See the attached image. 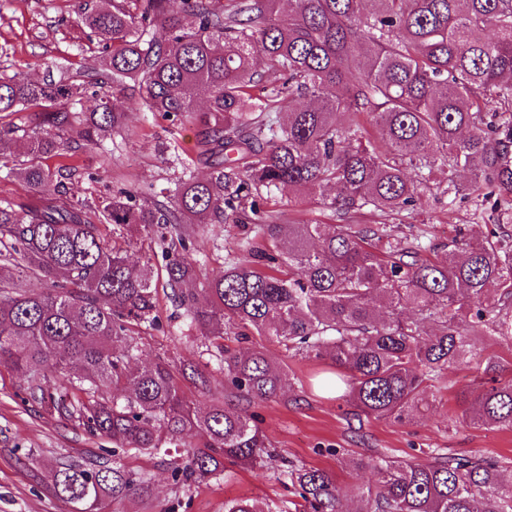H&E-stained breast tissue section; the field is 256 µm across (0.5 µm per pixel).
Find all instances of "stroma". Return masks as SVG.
<instances>
[{
	"mask_svg": "<svg viewBox=\"0 0 512 512\" xmlns=\"http://www.w3.org/2000/svg\"><path fill=\"white\" fill-rule=\"evenodd\" d=\"M101 50L97 41L88 39L80 22L78 0H0L1 73L17 71L39 80L50 72L74 75ZM114 103L126 114L128 132L113 134L98 146H81L70 157L48 161L52 167H73L66 182L70 197L92 200L122 188L155 195L174 188L186 173L206 174V167L196 159L192 126L144 111L119 93ZM104 152L112 157L106 169L99 166ZM446 185L445 173L438 170L423 189V218L435 227V243H446L452 224L472 237L485 235L487 228L473 203L449 202ZM267 207L278 212L283 224L333 221L331 211L314 195L284 190L275 193ZM255 229V217L247 210L242 223L210 224L200 230L191 256L201 280L220 276L226 266L251 262L240 240L253 235ZM102 233L106 240L125 242L135 268L161 265L158 247L146 232L106 224ZM159 311L162 328L141 336L142 363L163 356L178 363L211 366L203 339L186 335L181 323L170 321L173 307L167 297H160ZM224 344L233 350L263 347L293 379L283 395L251 408L271 458L254 469L236 468L228 475L204 480L186 493L171 484L163 457H127L123 460L127 468L150 474L154 495L144 501L109 500L101 512H224L225 501L241 497L274 503L280 512H296L293 488L281 469L285 459L333 474L344 512H353L355 507L351 470L361 458L386 455L426 461L438 453L466 454L494 457L512 466V430L462 427L454 422L464 397L490 376L476 364L444 372L428 396V409L398 423L356 417L345 398L321 390L318 379L332 373L327 362L290 356L277 343L257 335L240 340L230 325L224 328ZM108 445V440L88 438L77 423L25 402L18 380L0 368V512H69L68 505L55 498L45 478L47 471L58 462L87 456Z\"/></svg>",
	"mask_w": 512,
	"mask_h": 512,
	"instance_id": "stroma-1",
	"label": "stroma"
}]
</instances>
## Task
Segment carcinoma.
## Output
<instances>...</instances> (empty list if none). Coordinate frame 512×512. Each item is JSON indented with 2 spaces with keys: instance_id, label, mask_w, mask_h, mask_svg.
I'll use <instances>...</instances> for the list:
<instances>
[{
  "instance_id": "cac0c4a2",
  "label": "carcinoma",
  "mask_w": 512,
  "mask_h": 512,
  "mask_svg": "<svg viewBox=\"0 0 512 512\" xmlns=\"http://www.w3.org/2000/svg\"><path fill=\"white\" fill-rule=\"evenodd\" d=\"M290 2L284 14L280 0H112L81 9L109 48L84 72L56 81L0 73V143L15 146L0 165L32 190L25 203H0V269L15 271L0 277V367L25 401L112 441L49 472L55 496L80 512L150 497L151 478L119 459L167 456L188 436L195 443L168 467L183 490L264 462L248 408L290 378L260 348H224L226 324L330 361L336 379L323 387L344 386L364 415L400 422L428 406L444 371L478 357L473 337L512 346V0ZM118 91L197 126L207 176H187L164 201L68 197L71 168L44 160L123 131ZM87 98L96 102L88 112ZM32 106L41 115L31 128L5 121ZM436 167L448 194L472 200L490 224L480 239L455 229L442 256L419 224L410 244L385 224H260L261 264L229 265L200 287L182 254L197 226L236 224L245 202L256 215L257 199L283 188L341 216L371 207L415 219ZM334 187L337 196L325 195ZM100 222L157 240L177 310L208 341L221 380L193 364L137 363L134 328L159 323L157 278L149 265L133 272ZM24 276L52 285L27 291ZM50 368L73 398L54 396ZM181 380L209 398L207 410L184 399ZM456 421L511 430L512 380L481 386ZM365 470L373 480L358 488L355 512H512V478L496 459L355 462ZM287 475L311 512H340L329 472ZM224 512L272 510L252 498L228 500Z\"/></svg>"
}]
</instances>
